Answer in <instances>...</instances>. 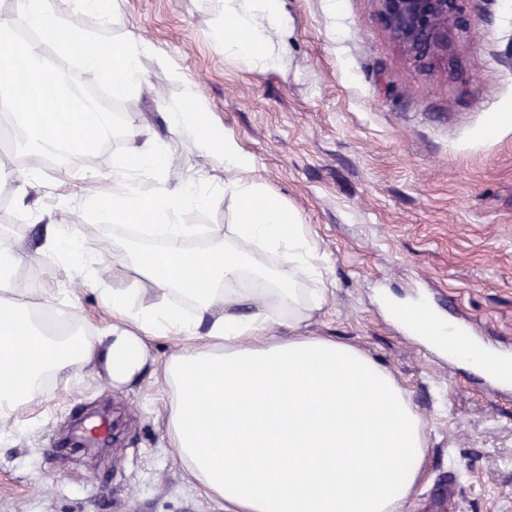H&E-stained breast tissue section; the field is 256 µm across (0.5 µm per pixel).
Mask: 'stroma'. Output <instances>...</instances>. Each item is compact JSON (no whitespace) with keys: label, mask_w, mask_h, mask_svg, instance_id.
<instances>
[{"label":"stroma","mask_w":512,"mask_h":512,"mask_svg":"<svg viewBox=\"0 0 512 512\" xmlns=\"http://www.w3.org/2000/svg\"><path fill=\"white\" fill-rule=\"evenodd\" d=\"M109 32L154 44L141 72L152 94L122 106L128 124L168 154L169 184L206 185L210 205L188 224L235 223L224 168L173 131L167 106L194 85L216 133L254 159L252 177L297 212L324 258L328 304L308 331L358 345L396 376L430 441L427 480L404 512H512V394L405 335L378 295L423 292L474 336L512 353V0H468L470 32L421 71L394 43L375 0H282L285 61L255 69L224 54L223 17L207 0H115ZM112 149L53 165L56 184L32 191L50 221L110 242L107 209L83 208L87 172L112 185ZM32 157L0 150V229L31 255L0 298L39 306L68 300L94 334L110 316L91 285L68 279L42 254V225L16 205V172ZM162 390L117 388L104 376L53 387L0 445V512H224L188 482L167 448ZM117 421L95 462L62 446L90 417Z\"/></svg>","instance_id":"1"}]
</instances>
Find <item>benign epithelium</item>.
Segmentation results:
<instances>
[{"label": "benign epithelium", "mask_w": 512, "mask_h": 512, "mask_svg": "<svg viewBox=\"0 0 512 512\" xmlns=\"http://www.w3.org/2000/svg\"><path fill=\"white\" fill-rule=\"evenodd\" d=\"M390 38L422 70L454 49V33L470 26L467 0H376Z\"/></svg>", "instance_id": "7a95c632"}]
</instances>
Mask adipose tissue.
I'll use <instances>...</instances> for the list:
<instances>
[{
  "mask_svg": "<svg viewBox=\"0 0 512 512\" xmlns=\"http://www.w3.org/2000/svg\"><path fill=\"white\" fill-rule=\"evenodd\" d=\"M224 17V54L262 69L281 66L274 37L288 25L281 0H211ZM170 107L174 129L218 156L235 224L184 223L211 199L195 182L170 188L169 157L130 127L112 166V221L149 224L151 236L116 234L111 245L71 225L44 228L43 253L94 286L112 315L101 332L56 335L47 307L0 300V441L50 383L106 371L140 384L148 342L176 336L164 365L172 454L224 512H402L426 476L428 437L409 393L360 348L306 329L327 301L322 257L297 213L252 179L254 161L232 134L200 130L206 112ZM155 180L144 192L141 176ZM134 264L145 288H112L109 262Z\"/></svg>",
  "mask_w": 512,
  "mask_h": 512,
  "instance_id": "adipose-tissue-1",
  "label": "adipose tissue"
}]
</instances>
